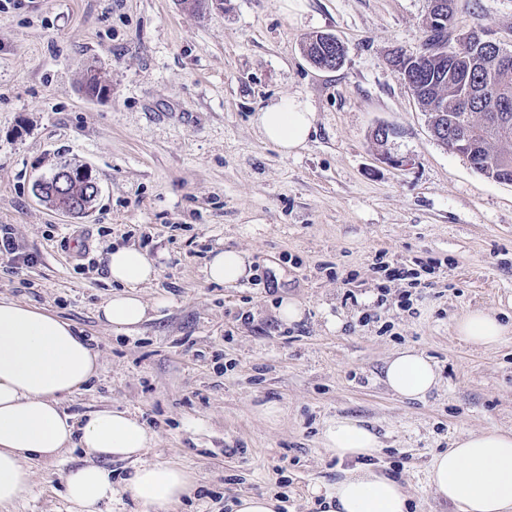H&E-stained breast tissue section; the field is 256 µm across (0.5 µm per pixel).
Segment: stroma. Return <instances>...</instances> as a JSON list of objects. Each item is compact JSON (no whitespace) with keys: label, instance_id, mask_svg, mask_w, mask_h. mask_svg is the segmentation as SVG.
<instances>
[{"label":"stroma","instance_id":"obj_1","mask_svg":"<svg viewBox=\"0 0 512 512\" xmlns=\"http://www.w3.org/2000/svg\"><path fill=\"white\" fill-rule=\"evenodd\" d=\"M205 3L195 14L179 0H8L0 226L39 260L17 266L0 253V295L59 315L93 344L99 372L62 406L78 419L104 408L139 418L147 460L179 464L197 483L166 512H231L245 493L275 496L281 512H321L309 489L343 476L321 438L339 417L375 429L374 464L402 483L411 512H458L427 483L433 455L468 431L512 430V340L475 351L455 333L474 309L512 321V184L438 142L388 62L419 50L429 0H297L288 12L282 0ZM455 28L492 31L510 49L512 0H471ZM318 33L345 44L341 68L304 56ZM90 65L108 98H85ZM280 97L316 114L290 155L254 125ZM381 125L398 131L383 146L372 139ZM61 161L99 186L85 215L34 194ZM121 245L145 249L157 268L142 289L151 318L133 331L98 316L118 289L105 255ZM225 247L251 259V277L232 287L204 276ZM380 250L440 260L412 311L396 283L379 301ZM284 296L301 303L299 321L279 319ZM367 312L377 322L361 324ZM403 347L440 373L426 399L381 380ZM79 459L36 462L33 492L13 512H68L60 477Z\"/></svg>","mask_w":512,"mask_h":512}]
</instances>
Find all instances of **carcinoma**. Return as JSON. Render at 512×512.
I'll return each mask as SVG.
<instances>
[{"label":"carcinoma","instance_id":"obj_1","mask_svg":"<svg viewBox=\"0 0 512 512\" xmlns=\"http://www.w3.org/2000/svg\"><path fill=\"white\" fill-rule=\"evenodd\" d=\"M434 2L429 0L419 51L396 54L390 63L443 145L468 138L471 167L496 182L512 183V55L499 57L490 43L483 52L452 44L449 33L462 0H441L439 9ZM339 44L334 36L317 34L305 44L304 53L313 65L335 70L343 64ZM82 88L87 94L109 91L94 65L86 69ZM464 98L470 103L467 112L461 111Z\"/></svg>","mask_w":512,"mask_h":512}]
</instances>
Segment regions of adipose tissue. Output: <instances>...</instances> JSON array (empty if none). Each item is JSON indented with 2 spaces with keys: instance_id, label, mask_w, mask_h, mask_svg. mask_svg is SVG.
<instances>
[{
  "instance_id": "1",
  "label": "adipose tissue",
  "mask_w": 512,
  "mask_h": 512,
  "mask_svg": "<svg viewBox=\"0 0 512 512\" xmlns=\"http://www.w3.org/2000/svg\"><path fill=\"white\" fill-rule=\"evenodd\" d=\"M262 136L290 154L311 135L315 114L307 102L279 99L257 112ZM246 252L227 248L206 266L208 281L233 285L248 276ZM108 275L121 285L98 309L112 327L129 331L149 319L140 288L156 276L153 260L133 247H118L107 256ZM457 336L476 349H488L512 338V325L494 312L472 310L455 324ZM98 354L86 337L57 315L0 297V512L27 499L33 488L31 464L53 459L71 448L81 449L82 465L62 477V496L74 512H95L115 499L110 465L132 460L136 466L126 492L141 506L163 512L193 497L197 485L176 464L146 463L152 442L143 423L128 412L99 409L78 420L63 412L61 401L82 390L95 377ZM383 382L401 398H423L440 384L436 366L412 348L395 352L386 362ZM322 442L338 460L356 469L313 495L324 496L326 512H409V496L401 483L368 466L379 451L372 428L351 419H333L322 430ZM428 483L458 512H512V430L467 432L429 464Z\"/></svg>"
}]
</instances>
